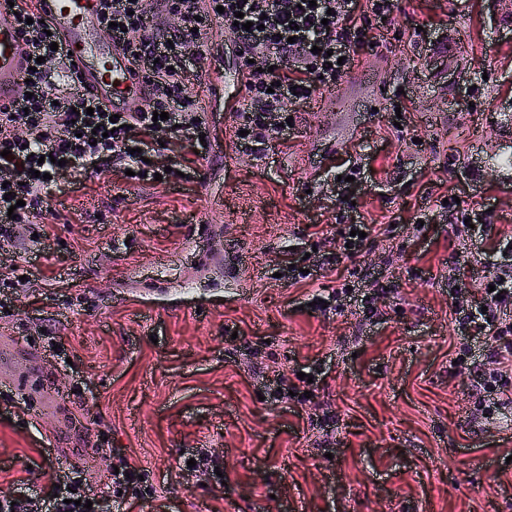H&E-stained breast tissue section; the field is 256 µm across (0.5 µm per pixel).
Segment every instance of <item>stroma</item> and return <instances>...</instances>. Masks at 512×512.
<instances>
[{
    "label": "stroma",
    "mask_w": 512,
    "mask_h": 512,
    "mask_svg": "<svg viewBox=\"0 0 512 512\" xmlns=\"http://www.w3.org/2000/svg\"><path fill=\"white\" fill-rule=\"evenodd\" d=\"M394 19L262 157L237 146L240 97L205 78L209 146L185 176L52 188L49 240L0 252L21 277L0 292V492L48 488L52 448L95 491L117 455L144 469L110 512H512V443L474 381L489 350L453 314L512 238V12L397 0ZM204 45L236 79L234 35ZM349 200L370 235L323 264ZM290 259L315 277L279 276ZM203 449L216 467L189 468Z\"/></svg>",
    "instance_id": "35a3bbf8"
}]
</instances>
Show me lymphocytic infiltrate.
I'll return each instance as SVG.
<instances>
[{"label": "lymphocytic infiltrate", "instance_id": "lymphocytic-infiltrate-1", "mask_svg": "<svg viewBox=\"0 0 512 512\" xmlns=\"http://www.w3.org/2000/svg\"><path fill=\"white\" fill-rule=\"evenodd\" d=\"M178 15L179 27L159 33L147 0H100V27L113 40L125 43L132 62L150 87L145 106L137 112H111L85 88L65 48H52L46 24L37 20L36 0H18L0 10L14 25L37 58L27 71L26 93L12 108L0 110V245L28 251L36 240L47 239L41 224L43 204L54 180L70 173L82 177L112 165L119 171L147 175L181 170L189 156L198 155L206 126L199 95L187 76L186 57L201 54L203 38L213 24L236 36L244 65L239 73L241 103L235 110L242 132L238 146L246 152L264 151L274 132L289 117V108L309 102L321 88L335 87L350 70L356 49L371 42L359 12L375 19L391 17L394 0H167ZM254 24L245 29L236 13ZM261 58L265 71L252 68ZM163 113L154 121V113ZM175 130L182 151L156 159L158 131ZM481 288V305L458 312L459 325L472 338L494 343L496 375L476 373L477 384L493 390L512 375V344L502 343L496 312L512 305V265L500 264ZM63 491L49 497L53 512H103L110 491L91 492L81 477L63 474ZM91 508H84V501Z\"/></svg>", "mask_w": 512, "mask_h": 512}]
</instances>
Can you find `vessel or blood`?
Instances as JSON below:
<instances>
[{
    "label": "vessel or blood",
    "mask_w": 512,
    "mask_h": 512,
    "mask_svg": "<svg viewBox=\"0 0 512 512\" xmlns=\"http://www.w3.org/2000/svg\"><path fill=\"white\" fill-rule=\"evenodd\" d=\"M39 13L71 59L87 88L112 110L136 112L149 87L132 70L129 51L119 43L97 41V0H39ZM28 65V48L15 26L0 23V109L19 96Z\"/></svg>",
    "instance_id": "b4317fda"
}]
</instances>
